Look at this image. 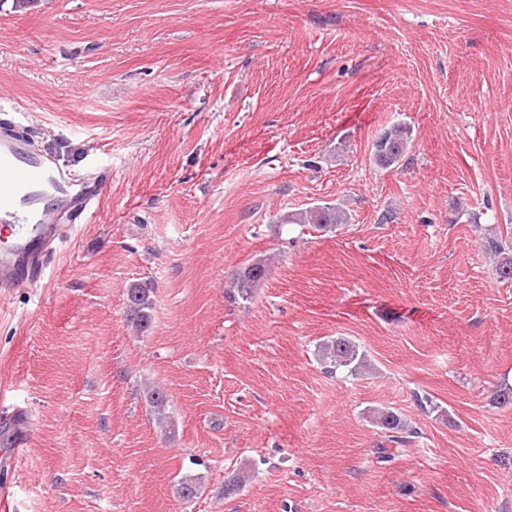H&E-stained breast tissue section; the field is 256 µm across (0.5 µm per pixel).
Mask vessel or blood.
<instances>
[{
	"mask_svg": "<svg viewBox=\"0 0 512 512\" xmlns=\"http://www.w3.org/2000/svg\"><path fill=\"white\" fill-rule=\"evenodd\" d=\"M103 184V173L76 175L11 125L0 124V223L9 226L12 237L11 248L0 252V289L40 279L48 248L91 216ZM31 441L27 408L0 414V445L19 454Z\"/></svg>",
	"mask_w": 512,
	"mask_h": 512,
	"instance_id": "1",
	"label": "vessel or blood"
}]
</instances>
